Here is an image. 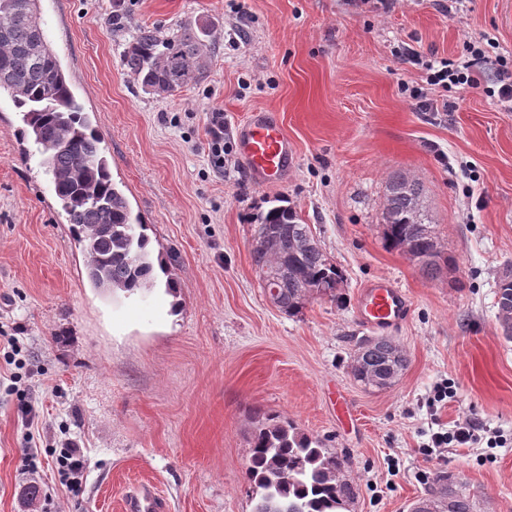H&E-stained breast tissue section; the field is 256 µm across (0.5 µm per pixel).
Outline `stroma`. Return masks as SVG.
<instances>
[{"label":"stroma","mask_w":512,"mask_h":512,"mask_svg":"<svg viewBox=\"0 0 512 512\" xmlns=\"http://www.w3.org/2000/svg\"><path fill=\"white\" fill-rule=\"evenodd\" d=\"M214 25L204 81L149 95L122 65L136 25ZM40 22L107 147L113 181L147 224L164 287L125 296L91 285L81 244L21 114L0 95V512H123L152 486L169 512H253L247 476L264 418L293 423L345 461L358 488L352 512H408L427 490L419 471L446 473L476 512H512V341L496 292L512 266V108L492 94L495 58H512V0H40ZM488 40L473 85H427L395 52L458 58ZM425 88L449 112H423ZM277 113L295 147L285 180L250 178L238 124ZM224 115V167L208 150L209 115ZM420 182L439 249L452 270L427 278L387 249L389 175ZM288 197L342 276L337 298L311 297L291 316L255 277L251 215ZM395 278L413 303L387 338L407 365L390 387L352 374L369 329L359 289ZM454 398L430 408L434 386ZM31 403L35 419L22 418ZM473 418L496 448L421 453L432 433ZM68 440L88 468L71 488L54 449ZM34 473L20 469L23 455ZM38 484L27 504L22 491Z\"/></svg>","instance_id":"1"}]
</instances>
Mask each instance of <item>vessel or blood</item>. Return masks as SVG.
<instances>
[{"label":"vessel or blood","instance_id":"1","mask_svg":"<svg viewBox=\"0 0 512 512\" xmlns=\"http://www.w3.org/2000/svg\"><path fill=\"white\" fill-rule=\"evenodd\" d=\"M237 147L249 173L261 181H278L287 176L294 153L277 114L255 112L240 124ZM412 302L408 293L393 279L368 281L360 290L356 318L366 328L393 331L408 321ZM163 499L151 488L142 487L125 502V512H165Z\"/></svg>","mask_w":512,"mask_h":512}]
</instances>
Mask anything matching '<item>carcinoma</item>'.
<instances>
[{
    "label": "carcinoma",
    "instance_id": "cac0c4a2",
    "mask_svg": "<svg viewBox=\"0 0 512 512\" xmlns=\"http://www.w3.org/2000/svg\"><path fill=\"white\" fill-rule=\"evenodd\" d=\"M212 44V28L204 20L185 22L168 33L140 26L125 44L122 62L144 92L171 96L207 76ZM2 92L22 112L20 138L32 139L44 156L55 194L82 244L92 284L131 296L154 287L162 274L166 289L174 291L169 267L154 261L145 224L112 180L103 139L75 100L45 38L36 0H0ZM424 195L417 180L403 174L389 177L383 211L387 247L433 248L414 227L417 218L431 223L427 210L417 218L413 215L412 198ZM268 204L253 217L255 235L271 231L286 244L312 233L287 199L273 198ZM251 256L258 273L288 269V279L279 285L277 308L282 312L296 315L307 302L296 273L325 296L336 297L340 276L317 242L299 252L254 248ZM496 296L499 325L511 340L512 319L502 314L512 312V268L499 276ZM359 348L362 355L353 376L366 387L392 363H406L403 351L387 339H364ZM344 467L345 460L292 423L268 417L254 434L248 466L258 495L254 512H350L356 491L342 476ZM427 498L435 512H474L471 494L446 475L433 478Z\"/></svg>",
    "mask_w": 512,
    "mask_h": 512
}]
</instances>
